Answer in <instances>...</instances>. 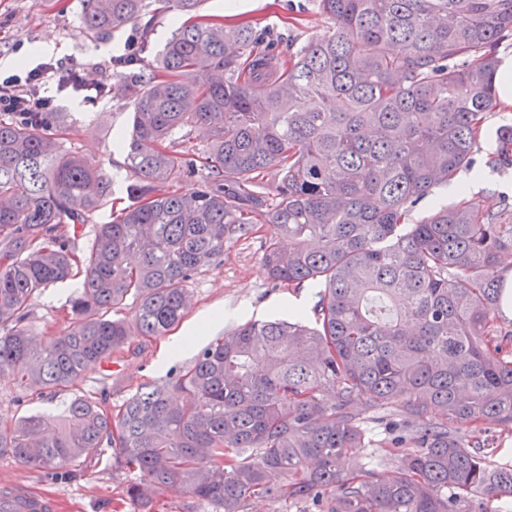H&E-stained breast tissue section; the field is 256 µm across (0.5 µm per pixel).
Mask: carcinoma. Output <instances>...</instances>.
Wrapping results in <instances>:
<instances>
[{
  "label": "carcinoma",
  "instance_id": "cac0c4a2",
  "mask_svg": "<svg viewBox=\"0 0 512 512\" xmlns=\"http://www.w3.org/2000/svg\"><path fill=\"white\" fill-rule=\"evenodd\" d=\"M86 33L139 29L150 0H86ZM192 15L204 0H162ZM328 34L287 59L251 22L183 23L122 80L135 203L98 226L75 256L62 229L86 223L110 193L101 168L61 149L56 112L0 117V373L23 389L75 385L132 336L184 318L187 281L224 244L270 223V282L321 286L313 317L249 321L204 348L179 376L140 388L117 414L75 396L62 419L0 428V455L81 471L112 448L137 474L132 512L181 486L223 512L254 497L296 512H502L512 495V320L501 257L512 254V202L462 196L410 223L437 185L474 168L500 105L499 52L512 46V0H314ZM182 130L205 143L177 157ZM491 166L512 168V124ZM273 178L265 180L268 171ZM199 171L192 194L173 189ZM79 267L72 322L39 342L24 325L35 297ZM132 321L116 317L128 298ZM395 410L383 479L364 464L370 413Z\"/></svg>",
  "mask_w": 512,
  "mask_h": 512
}]
</instances>
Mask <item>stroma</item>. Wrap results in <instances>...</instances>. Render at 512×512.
Returning <instances> with one entry per match:
<instances>
[{
	"instance_id": "obj_1",
	"label": "stroma",
	"mask_w": 512,
	"mask_h": 512,
	"mask_svg": "<svg viewBox=\"0 0 512 512\" xmlns=\"http://www.w3.org/2000/svg\"><path fill=\"white\" fill-rule=\"evenodd\" d=\"M85 10V0H0V71L12 73L51 60L86 69L90 77L115 85L111 60L123 54L136 28L126 24L106 39L91 40L83 26ZM200 13L211 21L257 23L277 39L285 56L325 34L329 27L313 0H205ZM48 38L55 40V50L36 53L35 45ZM56 105L65 125L59 136L62 148L98 165L111 182L107 202L88 223L68 231L72 249L82 254L91 247L97 226L111 221L114 211L134 201L124 155L113 144L116 133L130 129L132 114L126 100L112 93L94 103L63 94ZM271 235V225L261 224L253 233L225 244L223 255L188 281L190 304L178 326L156 338L132 337L120 353L90 371L76 386L37 393L20 388L10 374L0 375V425L8 427L34 414L61 417L76 395L103 399L112 409H119L137 389L173 380L192 364L200 352L196 346L164 364L159 358L179 336L215 310H223L224 317L212 327L208 335L212 341L248 321L280 317L296 304L311 312L318 300L315 288L288 289L262 275L260 261ZM82 281L79 274L69 277L33 300L25 323L39 340L58 336L70 324L71 303ZM132 478V473L113 467L107 454L76 475L31 468L10 456H0V492L19 486L51 494L58 501V512H130L125 489Z\"/></svg>"
}]
</instances>
